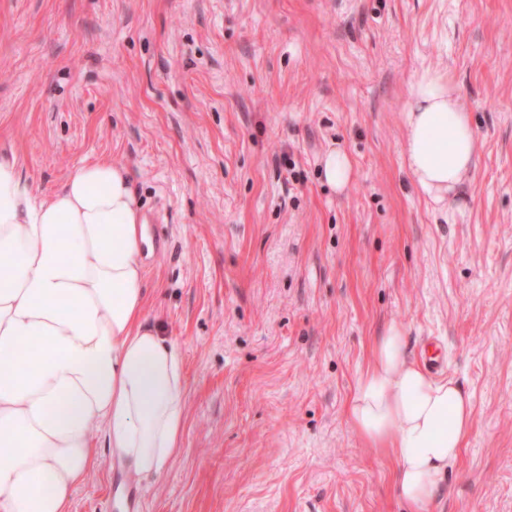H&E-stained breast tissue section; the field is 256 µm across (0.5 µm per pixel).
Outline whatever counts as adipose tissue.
<instances>
[{
	"label": "adipose tissue",
	"mask_w": 512,
	"mask_h": 512,
	"mask_svg": "<svg viewBox=\"0 0 512 512\" xmlns=\"http://www.w3.org/2000/svg\"><path fill=\"white\" fill-rule=\"evenodd\" d=\"M405 164L418 193L464 215L478 152L446 73L416 74ZM145 224L124 165L99 158L40 195L0 158V512H69L108 448L113 469L163 473L182 441L184 361L145 313ZM473 406L454 381L410 360L390 328L349 407L356 431L393 449L400 497L428 512L468 436Z\"/></svg>",
	"instance_id": "obj_1"
}]
</instances>
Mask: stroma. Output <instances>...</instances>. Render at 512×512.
<instances>
[{
  "mask_svg": "<svg viewBox=\"0 0 512 512\" xmlns=\"http://www.w3.org/2000/svg\"><path fill=\"white\" fill-rule=\"evenodd\" d=\"M426 69L479 145L454 224L403 158ZM4 154L40 194L100 157L128 169L146 313L185 361L169 467L100 462L70 512L125 489L139 512H409L392 449L347 416L392 325L473 404L432 512H512V0H0ZM322 168L326 182L334 190L343 189L352 180V160L341 150H329L322 159Z\"/></svg>",
  "mask_w": 512,
  "mask_h": 512,
  "instance_id": "obj_1",
  "label": "stroma"
}]
</instances>
